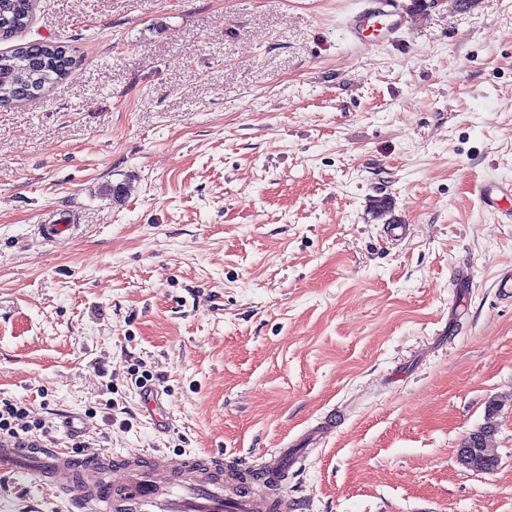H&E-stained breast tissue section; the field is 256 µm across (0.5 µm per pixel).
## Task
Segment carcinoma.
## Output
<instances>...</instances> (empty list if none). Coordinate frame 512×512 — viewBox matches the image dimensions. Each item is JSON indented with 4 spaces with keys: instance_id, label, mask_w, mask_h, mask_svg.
<instances>
[{
    "instance_id": "carcinoma-1",
    "label": "carcinoma",
    "mask_w": 512,
    "mask_h": 512,
    "mask_svg": "<svg viewBox=\"0 0 512 512\" xmlns=\"http://www.w3.org/2000/svg\"><path fill=\"white\" fill-rule=\"evenodd\" d=\"M36 0H0V41L13 40L31 23ZM72 60L68 48L53 42H27L0 51V105L26 100L64 76ZM495 428L485 424L470 433L463 447L471 449L469 469L493 471L499 464L493 448Z\"/></svg>"
}]
</instances>
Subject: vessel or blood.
Instances as JSON below:
<instances>
[{
    "instance_id": "1",
    "label": "vessel or blood",
    "mask_w": 512,
    "mask_h": 512,
    "mask_svg": "<svg viewBox=\"0 0 512 512\" xmlns=\"http://www.w3.org/2000/svg\"><path fill=\"white\" fill-rule=\"evenodd\" d=\"M404 25L397 0H362L344 28L351 42L363 45L391 41ZM476 191L483 207L512 218V180L483 183ZM288 462L284 448L266 453L257 468L242 461L236 468L241 487L228 492L224 462L210 453L174 459L157 449L116 459L101 452L77 454L52 443L0 441V479L24 475L39 492L66 495L74 512H297L287 498H260L242 490L253 481H284Z\"/></svg>"
}]
</instances>
